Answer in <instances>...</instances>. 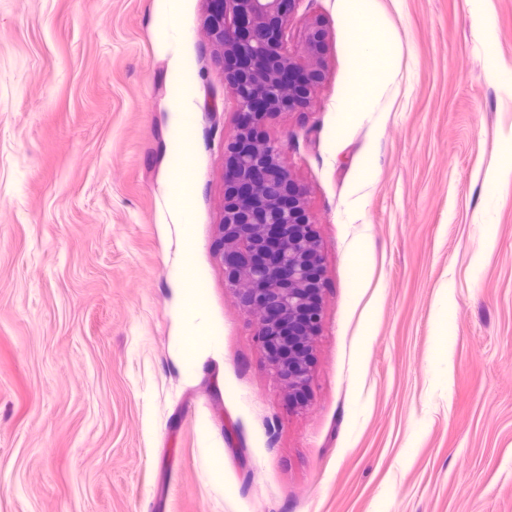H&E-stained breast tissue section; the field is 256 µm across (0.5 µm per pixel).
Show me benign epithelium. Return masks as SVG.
Returning a JSON list of instances; mask_svg holds the SVG:
<instances>
[{
    "instance_id": "obj_1",
    "label": "benign epithelium",
    "mask_w": 512,
    "mask_h": 512,
    "mask_svg": "<svg viewBox=\"0 0 512 512\" xmlns=\"http://www.w3.org/2000/svg\"><path fill=\"white\" fill-rule=\"evenodd\" d=\"M206 28L214 64L233 87L240 113H251L260 126L274 113L307 105L322 78L320 25H311L301 47L290 51L283 41L282 0H208ZM230 54L245 59L243 70L225 68ZM224 157L239 186L237 194L225 193L218 224L226 285L257 324L263 345L278 350L271 366L288 393L305 395L321 319L322 264L313 216L273 142L239 126Z\"/></svg>"
}]
</instances>
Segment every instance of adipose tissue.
Masks as SVG:
<instances>
[{
  "mask_svg": "<svg viewBox=\"0 0 512 512\" xmlns=\"http://www.w3.org/2000/svg\"><path fill=\"white\" fill-rule=\"evenodd\" d=\"M353 2L356 24L350 31V40L354 46L358 90L343 109L348 121L357 113L372 109L398 55L396 39L383 17L373 9L371 0Z\"/></svg>",
  "mask_w": 512,
  "mask_h": 512,
  "instance_id": "obj_1",
  "label": "adipose tissue"
}]
</instances>
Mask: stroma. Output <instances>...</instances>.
Instances as JSON below:
<instances>
[{
	"label": "stroma",
	"instance_id": "obj_1",
	"mask_svg": "<svg viewBox=\"0 0 512 512\" xmlns=\"http://www.w3.org/2000/svg\"><path fill=\"white\" fill-rule=\"evenodd\" d=\"M177 3L169 40L167 0H0V512H512V182L487 178L512 133V0H374L400 51L348 123L347 0L287 20L288 47L325 34L309 105L261 127L321 246L303 404L225 285L236 97L207 0ZM452 309L453 307L447 294L433 312L436 335L438 336V349L434 368L440 376H447L448 372V338L446 335Z\"/></svg>",
	"mask_w": 512,
	"mask_h": 512
}]
</instances>
